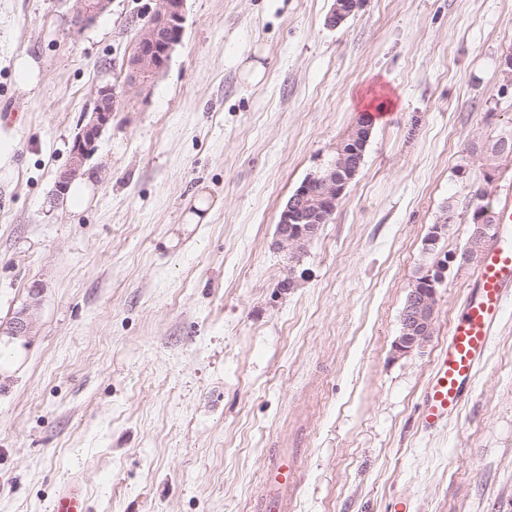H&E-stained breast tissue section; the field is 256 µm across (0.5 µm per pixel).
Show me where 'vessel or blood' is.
Listing matches in <instances>:
<instances>
[{
    "mask_svg": "<svg viewBox=\"0 0 512 512\" xmlns=\"http://www.w3.org/2000/svg\"><path fill=\"white\" fill-rule=\"evenodd\" d=\"M498 232L473 274V292L455 317L431 369L422 402L420 425L431 430L457 417L469 400L490 338L512 296V188L496 200ZM300 481L296 457L275 454L263 476L259 512H291ZM54 512H87L86 493L73 481L59 490Z\"/></svg>",
    "mask_w": 512,
    "mask_h": 512,
    "instance_id": "1",
    "label": "vessel or blood"
}]
</instances>
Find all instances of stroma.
I'll list each match as a JSON object with an SVG mask.
<instances>
[{"instance_id":"stroma-1","label":"stroma","mask_w":512,"mask_h":512,"mask_svg":"<svg viewBox=\"0 0 512 512\" xmlns=\"http://www.w3.org/2000/svg\"><path fill=\"white\" fill-rule=\"evenodd\" d=\"M332 4L185 0L181 43L118 102L73 212L55 180L78 121L157 0L89 25L72 0H0V106L19 109L0 121V512H53L74 480L89 512H256L281 448L292 512H512V305L436 432L420 403L473 267L449 266L432 340L395 349L416 277L467 242L474 187L491 207L512 185V158L487 184L466 150L512 135V0H364L336 27ZM380 107L331 220L278 248L288 198ZM202 192L208 222L186 223Z\"/></svg>"}]
</instances>
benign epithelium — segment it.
Returning <instances> with one entry per match:
<instances>
[{
    "label": "benign epithelium",
    "instance_id": "obj_1",
    "mask_svg": "<svg viewBox=\"0 0 512 512\" xmlns=\"http://www.w3.org/2000/svg\"><path fill=\"white\" fill-rule=\"evenodd\" d=\"M75 21L86 24L93 21L108 7L110 0H73ZM363 0H333L327 24L335 27L353 15ZM184 0H159V7L141 26L135 44L123 63L125 78L122 87L138 91L147 87L167 67L176 46L183 36ZM118 93L114 85H101L94 92L91 111L84 113L79 131L71 149L68 167L60 172L55 182L56 190L63 192L75 179L85 161L95 151L96 142L102 129L112 118ZM482 160L483 181L494 180L497 168V154L483 146H474ZM363 158L362 143L349 141V146L336 147V157L329 166L308 176L294 191L282 209L277 224V245L279 248L298 255L306 242L317 235L321 224L334 213L348 184L359 170ZM490 213L484 210L474 212L476 233L474 249H466L462 255L451 259H440L431 272L420 281V287L412 289L402 312L401 334L395 347L410 352L432 338L435 332V305L437 287L444 280L448 261H461L467 266L477 262L483 251V227L489 221ZM453 222V215L443 211L437 225L427 237L426 245L436 250L447 225Z\"/></svg>",
    "mask_w": 512,
    "mask_h": 512
}]
</instances>
